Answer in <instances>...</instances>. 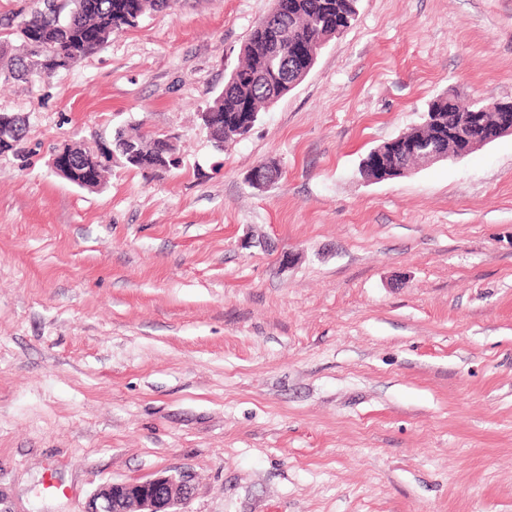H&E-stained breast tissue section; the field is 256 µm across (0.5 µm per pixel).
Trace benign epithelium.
Wrapping results in <instances>:
<instances>
[{
	"instance_id": "1",
	"label": "benign epithelium",
	"mask_w": 512,
	"mask_h": 512,
	"mask_svg": "<svg viewBox=\"0 0 512 512\" xmlns=\"http://www.w3.org/2000/svg\"><path fill=\"white\" fill-rule=\"evenodd\" d=\"M326 40H313L300 49L305 59V66L300 71V78H305L314 66L319 50ZM490 108L497 112V123L491 139L479 135L480 114L466 111L464 119L448 135L456 145L457 157H463L472 150L494 141L504 134H512V102L494 101ZM394 147V154L421 156L428 163L448 159L439 143L430 140L423 143H408L401 137L389 141ZM75 145L66 144L54 150L52 169L60 177L69 179L73 172L81 175L82 187L94 189L101 183V161L92 157L99 152V147L89 148L90 155L84 157L82 168H75ZM192 495V488L183 477L162 475L141 482H105L101 484L88 499L83 512H178V506L185 503Z\"/></svg>"
}]
</instances>
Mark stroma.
Segmentation results:
<instances>
[{
  "label": "stroma",
  "mask_w": 512,
  "mask_h": 512,
  "mask_svg": "<svg viewBox=\"0 0 512 512\" xmlns=\"http://www.w3.org/2000/svg\"><path fill=\"white\" fill-rule=\"evenodd\" d=\"M273 0H176L0 85V512L181 475L182 512H512V134L364 182L436 96L512 100V0H358L250 134L198 120ZM119 126L179 163L51 168ZM276 160L268 189L247 177ZM81 147L83 150H89L90 154L84 157L81 169L75 168L76 154L75 148ZM100 145L96 144L95 147H88L84 145L66 144L62 147L56 148L52 155V169L60 177L68 180L72 172H78L81 175L80 183L83 188L94 189L101 183L100 168L104 163L112 164V158L109 162L102 163L99 159L92 157L93 153H99ZM102 164V165H101Z\"/></svg>",
  "instance_id": "stroma-1"
}]
</instances>
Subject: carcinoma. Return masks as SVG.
I'll return each instance as SVG.
<instances>
[{
  "label": "carcinoma",
  "mask_w": 512,
  "mask_h": 512,
  "mask_svg": "<svg viewBox=\"0 0 512 512\" xmlns=\"http://www.w3.org/2000/svg\"><path fill=\"white\" fill-rule=\"evenodd\" d=\"M47 0H36L35 8L17 27L21 41L18 52H12L9 39L0 40V81L26 80L38 74L45 58L58 60V68L94 52L103 45L97 40L102 33L125 23V13L134 7L140 14L171 8L169 0H62L56 9L45 7ZM358 0H285L281 12L273 15L263 27H254L241 48L244 61L231 72L207 107L210 112L237 113L245 103L261 112L271 95L283 96L289 92L286 83L294 76L293 64L288 59V45L308 40L315 35L326 36L322 27L329 16L345 29L357 15ZM437 113L443 126L459 121L460 112L448 104V94L434 98L428 104ZM209 136L215 147L233 142L240 134L229 126L216 127ZM136 147L148 159L160 148L161 141L153 136L124 128L112 137V155L123 159L127 146Z\"/></svg>",
  "instance_id": "1"
}]
</instances>
